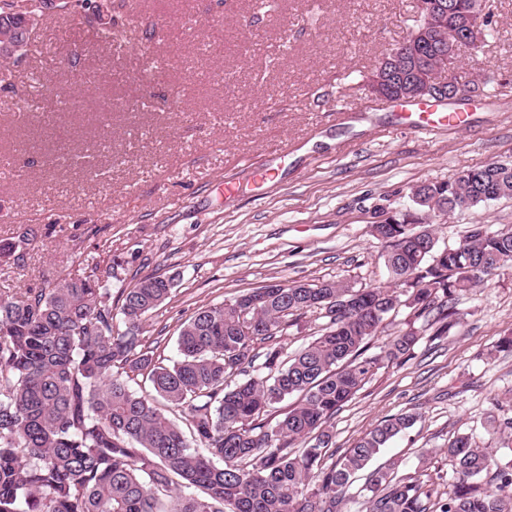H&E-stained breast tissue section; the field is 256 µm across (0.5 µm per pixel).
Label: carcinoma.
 <instances>
[{"instance_id":"cac0c4a2","label":"carcinoma","mask_w":512,"mask_h":512,"mask_svg":"<svg viewBox=\"0 0 512 512\" xmlns=\"http://www.w3.org/2000/svg\"><path fill=\"white\" fill-rule=\"evenodd\" d=\"M30 2L40 17L48 5L75 19L99 12L91 0ZM413 195L420 211L432 201L445 215L462 196L471 208L512 199V163L422 183ZM371 228L386 244L390 286L275 282L256 306L238 308L234 298L200 307L181 327L171 364L146 345L143 322L172 294V277L121 287L116 305L95 268L0 295V512H343L363 471L367 512H512V463L466 434L443 449L454 480L433 511L422 482L398 475L396 464L370 468L416 424L410 412L382 420L323 465L336 412L378 370L411 359L421 340L407 322L365 355L384 320L405 307L434 338L446 336L459 324L460 297L512 265L511 224H472L442 250L417 217L389 215ZM308 313L326 322L282 358L279 338ZM140 377L151 394L132 387ZM293 395L296 406L270 420L269 408ZM158 397L182 408L185 425L155 405ZM495 407L489 427L512 436V413Z\"/></svg>"}]
</instances>
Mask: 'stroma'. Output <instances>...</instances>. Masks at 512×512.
Listing matches in <instances>:
<instances>
[{
  "instance_id": "35a3bbf8",
  "label": "stroma",
  "mask_w": 512,
  "mask_h": 512,
  "mask_svg": "<svg viewBox=\"0 0 512 512\" xmlns=\"http://www.w3.org/2000/svg\"><path fill=\"white\" fill-rule=\"evenodd\" d=\"M418 0H134L103 22L41 17L22 61L0 63V293L41 288L118 262L125 284L173 275L169 299L144 323L177 357L182 323L272 282L384 287L381 212L415 211L414 186L490 161L512 162V0H486L490 33L462 50L485 97L441 104L460 130L422 129L376 100L369 77L407 39ZM224 29V49L206 42ZM50 113L23 111L31 83ZM112 134L101 140L100 120ZM70 145L71 164L55 157ZM232 175L236 194L224 192ZM470 224H512V200L434 222L438 247ZM457 330L423 336L405 365L380 369L331 421L344 453L385 417L418 421L379 463L427 485L453 477L443 449L461 433L499 447L486 427L493 400L512 399V354L486 353L512 332V269L460 302Z\"/></svg>"
}]
</instances>
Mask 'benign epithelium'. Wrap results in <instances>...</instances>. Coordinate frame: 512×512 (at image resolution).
I'll use <instances>...</instances> for the list:
<instances>
[{"instance_id": "7a95c632", "label": "benign epithelium", "mask_w": 512, "mask_h": 512, "mask_svg": "<svg viewBox=\"0 0 512 512\" xmlns=\"http://www.w3.org/2000/svg\"><path fill=\"white\" fill-rule=\"evenodd\" d=\"M487 21L484 10L477 9L455 16L454 29L447 32L432 15H427L419 31L412 32L391 49L373 72L370 87L374 97L384 100L391 91L397 102H418L481 93L483 82L479 72H454L448 69V64L461 49L479 47L484 40ZM425 44L436 48L443 63L431 66L430 59L419 50Z\"/></svg>"}]
</instances>
